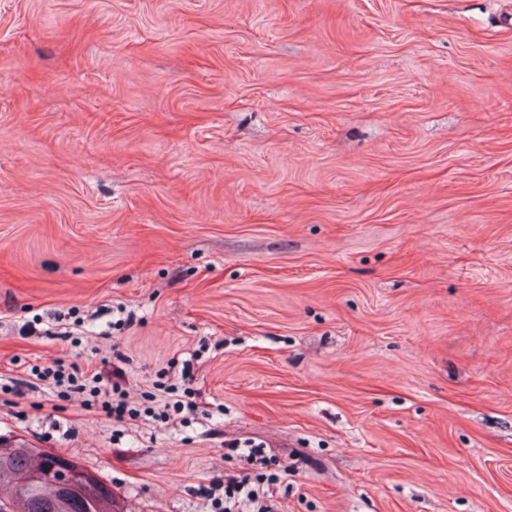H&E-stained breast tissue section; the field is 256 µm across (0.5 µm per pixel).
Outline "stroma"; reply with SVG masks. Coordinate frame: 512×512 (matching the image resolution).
Returning <instances> with one entry per match:
<instances>
[{
    "mask_svg": "<svg viewBox=\"0 0 512 512\" xmlns=\"http://www.w3.org/2000/svg\"><path fill=\"white\" fill-rule=\"evenodd\" d=\"M0 436L123 512L228 441L274 512H512V0H0ZM54 367L55 368L53 370L51 369L48 374L53 376L57 384L67 381L70 386H73L74 389L79 392H84L86 390V384L79 382H86L89 380L87 378L88 376H91L90 379L92 382H96L98 380L99 374H92L91 371L76 361L66 363L65 359L60 358L55 362ZM89 393L92 399L84 401L83 407L85 410L101 409L116 422H123L126 416L133 417V409L129 408L125 394L123 391H119L116 383L112 385L111 390L93 386L89 389Z\"/></svg>",
    "mask_w": 512,
    "mask_h": 512,
    "instance_id": "stroma-1",
    "label": "stroma"
}]
</instances>
